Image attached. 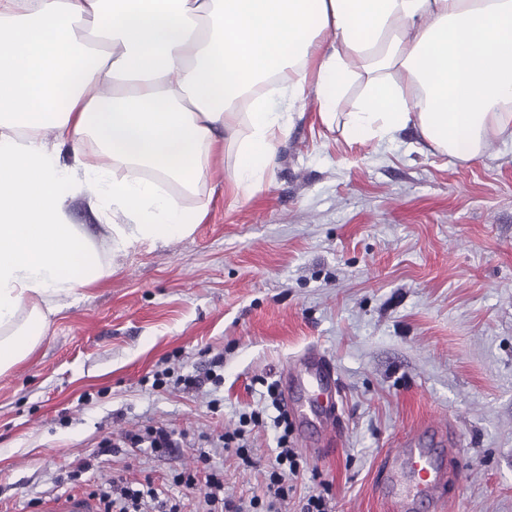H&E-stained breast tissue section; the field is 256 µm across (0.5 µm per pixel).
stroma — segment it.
<instances>
[{
	"label": "stroma",
	"mask_w": 512,
	"mask_h": 512,
	"mask_svg": "<svg viewBox=\"0 0 512 512\" xmlns=\"http://www.w3.org/2000/svg\"><path fill=\"white\" fill-rule=\"evenodd\" d=\"M280 108L295 119L258 188L230 191L228 143L198 192L179 195L205 209L190 235L112 250L94 189L67 198L112 273L0 373V512H42L83 459L94 486L198 466L191 448L99 444L148 426L194 439L234 429L312 349L336 368L345 433L324 447L315 429L291 434L308 469L285 512L325 492L333 512H389L380 460L428 425L446 430L460 465L453 512H512V141L463 163L419 148L411 130L353 141L310 94ZM214 357L221 385H178ZM161 370L167 385L153 387ZM276 437L270 424L250 432V467L212 450L225 494L262 493Z\"/></svg>",
	"instance_id": "1"
}]
</instances>
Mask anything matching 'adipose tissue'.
<instances>
[{
  "label": "adipose tissue",
  "instance_id": "obj_1",
  "mask_svg": "<svg viewBox=\"0 0 512 512\" xmlns=\"http://www.w3.org/2000/svg\"><path fill=\"white\" fill-rule=\"evenodd\" d=\"M309 90L356 141L480 158L512 139V0H0V371L111 273L65 217L75 183L123 216L116 245L189 235L203 208L160 182L195 192L234 141L249 191L293 119L275 101Z\"/></svg>",
  "mask_w": 512,
  "mask_h": 512
}]
</instances>
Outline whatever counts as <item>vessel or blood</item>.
Masks as SVG:
<instances>
[{
	"mask_svg": "<svg viewBox=\"0 0 512 512\" xmlns=\"http://www.w3.org/2000/svg\"><path fill=\"white\" fill-rule=\"evenodd\" d=\"M306 391L322 402L316 419L322 440L337 438L342 423L336 401L339 384L330 359L316 350L304 356L284 384L283 405L303 425L309 420L302 398ZM380 473L378 493L395 512H444L449 500L446 488L455 477L445 449L422 429L407 435L400 448L383 457ZM45 510L98 512L96 501L83 493L65 494L48 503Z\"/></svg>",
	"mask_w": 512,
	"mask_h": 512,
	"instance_id": "b4317fda",
	"label": "vessel or blood"
}]
</instances>
